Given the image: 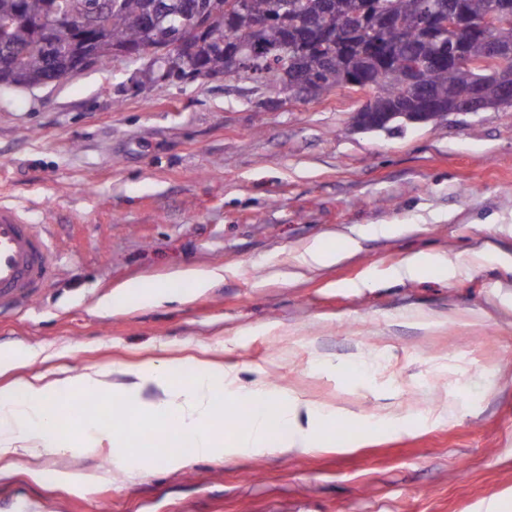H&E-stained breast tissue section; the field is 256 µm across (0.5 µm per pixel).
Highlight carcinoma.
I'll use <instances>...</instances> for the list:
<instances>
[{"instance_id": "carcinoma-1", "label": "carcinoma", "mask_w": 512, "mask_h": 512, "mask_svg": "<svg viewBox=\"0 0 512 512\" xmlns=\"http://www.w3.org/2000/svg\"><path fill=\"white\" fill-rule=\"evenodd\" d=\"M498 0H195L198 34L184 29L180 14L184 0H62L61 8L73 19L79 45L104 59L117 46L150 44L164 48L180 40L196 39L194 58L167 75L169 79H208L226 74L229 53L242 49L253 55L254 69L282 71L277 95L290 99L305 93L317 96L346 87L354 77H366L382 100L400 97L408 63H424L423 81L434 94L448 97L456 89L476 85L487 99L496 97L499 78L512 75V51L503 55L495 70L466 68L461 57L481 58L491 45L512 48V21L494 14ZM448 8L477 23L464 41L451 31L429 35L425 18ZM47 0H0V58L12 61L10 72L0 75L17 84L38 83L49 76L48 54L56 70L70 67L68 44L48 50L42 30L10 21L19 14L38 18ZM167 15L158 34L149 31L151 11ZM396 20L404 36L383 29L386 18ZM266 21L260 36L252 27ZM344 21L353 25V46L343 53L329 36Z\"/></svg>"}]
</instances>
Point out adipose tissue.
Masks as SVG:
<instances>
[{"label":"adipose tissue","mask_w":512,"mask_h":512,"mask_svg":"<svg viewBox=\"0 0 512 512\" xmlns=\"http://www.w3.org/2000/svg\"><path fill=\"white\" fill-rule=\"evenodd\" d=\"M133 375L134 384L121 391L109 382L104 369L51 380L35 375L0 391V475L13 472L20 457L90 448L99 438L114 448V465L133 475L143 472L152 459L177 470L191 455L221 461L274 450L304 452L323 440L326 426L353 416L346 407H325L287 390L279 392L275 407L259 405L263 387H237L234 370L207 361L188 372L163 364L135 369ZM148 388L157 391V398L143 399ZM70 394L94 398L105 415L113 414L115 403H122L137 418L131 424L116 421L109 426L102 418H68L61 399ZM227 410L245 418L244 425L231 433L218 423ZM287 424L291 432L274 438L275 427ZM134 432L152 437L150 456L128 452L129 436ZM186 437L191 440L187 450L181 445Z\"/></svg>","instance_id":"1"}]
</instances>
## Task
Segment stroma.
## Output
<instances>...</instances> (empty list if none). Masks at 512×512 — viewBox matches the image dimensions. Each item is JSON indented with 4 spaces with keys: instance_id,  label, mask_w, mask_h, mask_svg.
Returning <instances> with one entry per match:
<instances>
[{
    "instance_id": "obj_1",
    "label": "stroma",
    "mask_w": 512,
    "mask_h": 512,
    "mask_svg": "<svg viewBox=\"0 0 512 512\" xmlns=\"http://www.w3.org/2000/svg\"><path fill=\"white\" fill-rule=\"evenodd\" d=\"M147 68L0 86V204L39 227L52 265L0 308V351L41 346L53 358L32 372L118 384L208 359L360 419L330 447L137 477L105 440L46 454L41 480H0V512H512V106L363 132L344 90L272 104L250 79L148 83ZM316 240L336 263L298 266ZM414 252L462 271L390 280ZM214 267L223 280L192 301L180 281L159 306H102L124 283ZM62 471L87 480L58 485Z\"/></svg>"
}]
</instances>
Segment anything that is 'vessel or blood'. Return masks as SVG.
Segmentation results:
<instances>
[{"label":"vessel or blood","instance_id":"vessel-or-blood-1","mask_svg":"<svg viewBox=\"0 0 512 512\" xmlns=\"http://www.w3.org/2000/svg\"><path fill=\"white\" fill-rule=\"evenodd\" d=\"M50 271L43 237L18 210L0 205V305L31 295Z\"/></svg>","mask_w":512,"mask_h":512}]
</instances>
